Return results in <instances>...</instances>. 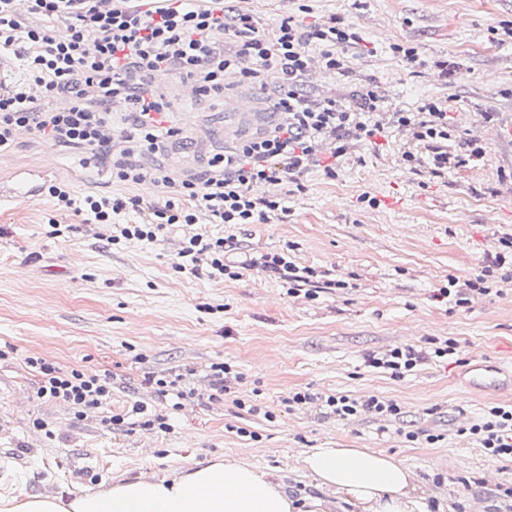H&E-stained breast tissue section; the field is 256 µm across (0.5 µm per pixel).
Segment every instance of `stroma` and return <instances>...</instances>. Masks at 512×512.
Returning a JSON list of instances; mask_svg holds the SVG:
<instances>
[{"instance_id": "obj_1", "label": "stroma", "mask_w": 512, "mask_h": 512, "mask_svg": "<svg viewBox=\"0 0 512 512\" xmlns=\"http://www.w3.org/2000/svg\"><path fill=\"white\" fill-rule=\"evenodd\" d=\"M311 7L305 19L339 18L362 38L345 75L313 69L312 94L351 105L357 90L373 87L387 110L415 108L426 99L447 104L456 129L453 150L477 139L482 157L435 174L429 164L409 168L402 154L426 156L430 147L389 128L372 140L351 138L336 160V177L304 172L302 191L285 193L288 215L265 224H199L229 240L236 280H213L205 265L178 270L189 226H168L153 241L111 243L112 227L83 215L56 214L47 195L0 204V495L79 494L119 478L172 474L216 457L239 460L281 477L289 492L309 491L298 467L308 448H376L396 455L425 483L442 512H512V459L488 456L459 426L478 422L495 406L512 405V380L471 391L472 355L512 370V279L491 294H470L466 305L443 298L450 283L465 284L506 254L512 214L490 224L512 185V143L488 139L512 122V0H228L262 29ZM418 51L409 67L394 44ZM182 80L155 89L169 103L166 125L180 142L157 157L174 181L196 173L206 157L272 129L224 131V104L243 93L265 94L238 81L221 95L181 100ZM55 180L74 195L122 192L106 166L79 149L56 147L39 134H22L0 154V176L30 171L48 153ZM374 204L362 203V195ZM58 218L64 232L50 233ZM287 252L321 274L315 295L287 284L254 261ZM456 343L454 354L432 358L394 378L367 359L405 345ZM59 367L110 371L112 394L86 417L67 403L40 400L39 373L27 357ZM230 366L223 402L208 399L212 363ZM182 374L193 398L175 405L146 384L149 376ZM319 396H377L399 415L336 417L321 403L291 405L296 392ZM145 403L165 415L169 430L131 423L105 425L112 414ZM44 420L47 432L35 430ZM436 442H428V435Z\"/></svg>"}]
</instances>
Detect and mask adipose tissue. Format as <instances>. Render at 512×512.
Here are the masks:
<instances>
[{"label":"adipose tissue","instance_id":"1","mask_svg":"<svg viewBox=\"0 0 512 512\" xmlns=\"http://www.w3.org/2000/svg\"><path fill=\"white\" fill-rule=\"evenodd\" d=\"M316 494L296 498L281 479L247 463L213 459L164 477L143 474L72 497L18 491L0 512H432L415 473L372 448H311L298 458Z\"/></svg>","mask_w":512,"mask_h":512}]
</instances>
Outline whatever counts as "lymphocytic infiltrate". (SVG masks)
I'll return each instance as SVG.
<instances>
[{"label": "lymphocytic infiltrate", "instance_id": "obj_1", "mask_svg": "<svg viewBox=\"0 0 512 512\" xmlns=\"http://www.w3.org/2000/svg\"><path fill=\"white\" fill-rule=\"evenodd\" d=\"M228 35L237 43L235 50L224 47ZM359 43L357 33L337 20L309 25L290 15L265 32L253 16L226 13L224 0H167L156 10L145 8L143 0H0V54L19 57L24 69L20 80L0 79V153L25 131L62 147L106 152L116 102L133 116L126 141L139 152H157L179 131L164 125L168 107L151 88L153 74L174 72L208 97L222 93L225 75L235 73L266 90L273 111L285 115L282 125L215 154L197 175L177 185L162 169L148 170L123 158L112 162L113 181L132 185L149 179L165 189L174 186L181 203L157 206L134 195L99 192L79 200L61 182L48 184L46 191L59 209L85 214L90 224L113 223L129 210L141 213L140 222L120 229L128 240H156L167 226L195 223L200 211L216 224H264L287 215L279 189L320 165L321 140L349 133L366 140L384 135V125L373 119L383 100L372 88L361 91L354 108L312 98L304 89L311 52L342 74L349 51ZM391 120L415 140L432 144L436 170L467 166L483 154L479 146L467 154L445 149L455 130L443 103L398 110ZM256 183L271 187V194L254 196ZM200 253L210 256L211 278H237L224 258L223 238L189 235L180 253L183 266L193 265ZM31 365L41 376L37 397L63 400L78 418L112 390L107 372L65 370L42 359ZM469 433L489 455L512 456V408H491Z\"/></svg>", "mask_w": 512, "mask_h": 512}]
</instances>
